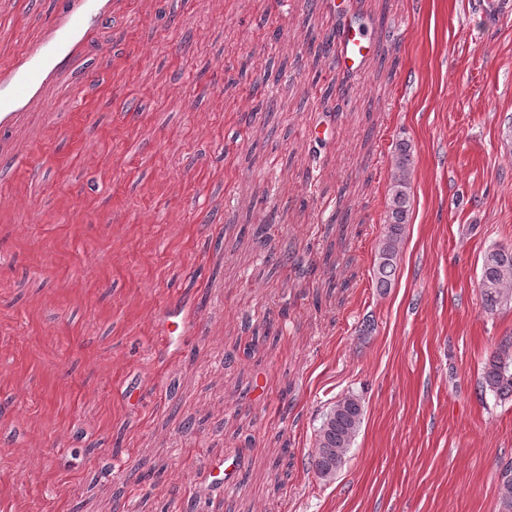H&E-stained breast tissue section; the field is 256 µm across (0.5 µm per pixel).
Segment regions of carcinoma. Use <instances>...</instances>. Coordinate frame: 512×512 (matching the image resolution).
<instances>
[{
    "label": "carcinoma",
    "instance_id": "cac0c4a2",
    "mask_svg": "<svg viewBox=\"0 0 512 512\" xmlns=\"http://www.w3.org/2000/svg\"><path fill=\"white\" fill-rule=\"evenodd\" d=\"M411 163V149L402 142L398 145L395 172L388 190L386 233L374 261V278L379 288H388L395 280L399 245L410 211ZM511 283L512 248L496 247L488 251L483 258L480 276L485 312L492 313L512 302V293L508 288ZM483 385L500 398L512 396V351L505 345H500L493 354ZM362 418L361 398L355 394L338 400L323 417L312 454V465L318 477L328 479L336 474L361 426Z\"/></svg>",
    "mask_w": 512,
    "mask_h": 512
}]
</instances>
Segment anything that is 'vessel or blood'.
Listing matches in <instances>:
<instances>
[{
  "label": "vessel or blood",
  "mask_w": 512,
  "mask_h": 512,
  "mask_svg": "<svg viewBox=\"0 0 512 512\" xmlns=\"http://www.w3.org/2000/svg\"><path fill=\"white\" fill-rule=\"evenodd\" d=\"M119 0H62L39 31L0 62V158L23 162L18 136L47 115L53 95L75 93L90 80L89 56L101 21L114 14ZM201 320L185 300L170 304L160 333L170 353H178L175 329L190 330Z\"/></svg>",
  "instance_id": "1"
}]
</instances>
